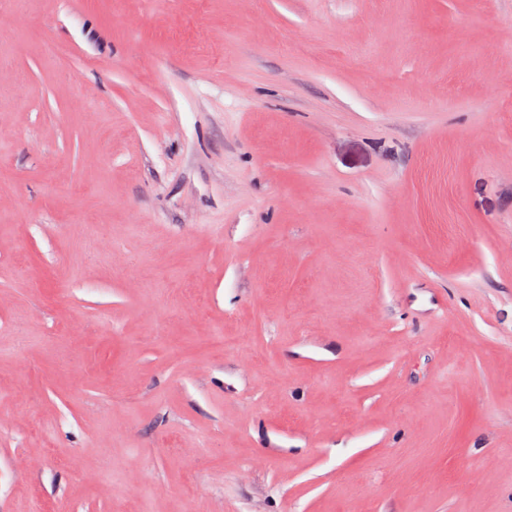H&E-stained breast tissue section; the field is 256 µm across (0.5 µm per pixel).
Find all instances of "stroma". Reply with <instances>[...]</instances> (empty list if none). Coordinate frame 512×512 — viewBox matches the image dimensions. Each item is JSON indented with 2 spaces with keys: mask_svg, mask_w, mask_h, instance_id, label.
<instances>
[{
  "mask_svg": "<svg viewBox=\"0 0 512 512\" xmlns=\"http://www.w3.org/2000/svg\"><path fill=\"white\" fill-rule=\"evenodd\" d=\"M0 512H512V0H0Z\"/></svg>",
  "mask_w": 512,
  "mask_h": 512,
  "instance_id": "obj_1",
  "label": "stroma"
}]
</instances>
